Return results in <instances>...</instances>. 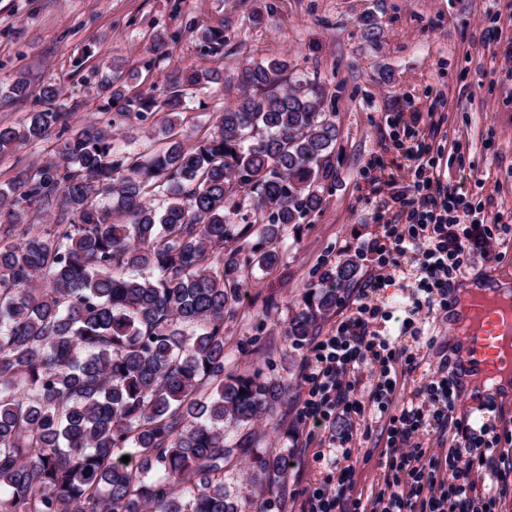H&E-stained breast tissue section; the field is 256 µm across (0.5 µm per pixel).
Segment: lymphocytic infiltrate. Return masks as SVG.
<instances>
[{"label":"lymphocytic infiltrate","instance_id":"lymphocytic-infiltrate-1","mask_svg":"<svg viewBox=\"0 0 512 512\" xmlns=\"http://www.w3.org/2000/svg\"><path fill=\"white\" fill-rule=\"evenodd\" d=\"M406 159L411 176L406 185L395 180L377 187L383 209L393 219L382 235L362 241L356 249L360 260L372 262L374 272L362 285L355 307L328 335L316 337L302 364L303 392L297 408L307 440L316 437V423L336 418L362 417L366 406L388 412L384 450V487L375 503L378 512H496L498 498H475L477 478L498 482L500 474L490 453L500 442L490 426L473 428L454 419L455 392L447 376L438 374L423 382L413 401L390 412L397 387L396 368H414L415 356L375 330L378 306L371 297L391 269L413 258L419 271L418 286L430 297L447 301L452 283L478 259H498V247L512 235V226L490 227L480 210L473 208L464 185L450 186L435 174L431 146L418 140ZM378 372L367 400L358 389L366 368ZM454 427V446L443 455L429 453L422 435L430 429ZM337 451L344 462L336 479L310 491L304 512H361L353 498L355 450L352 432H345Z\"/></svg>","mask_w":512,"mask_h":512}]
</instances>
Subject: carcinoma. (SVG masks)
Instances as JSON below:
<instances>
[{
  "instance_id": "carcinoma-1",
  "label": "carcinoma",
  "mask_w": 512,
  "mask_h": 512,
  "mask_svg": "<svg viewBox=\"0 0 512 512\" xmlns=\"http://www.w3.org/2000/svg\"><path fill=\"white\" fill-rule=\"evenodd\" d=\"M360 26L380 41L374 17ZM193 31L224 53V33ZM138 78L114 68L95 87L118 106L104 121L73 127L47 83L24 124L0 126V154L58 145L0 187V512H270L224 470L252 457L250 483L269 494L288 477L287 454L236 438L286 390L224 371V323L288 228L322 209L336 115L320 82L264 59L225 80L239 96L194 141L187 91L218 73H171L160 97L130 90ZM30 92L22 75L7 98ZM154 111L153 141L121 150L114 129ZM354 275L350 260L325 273L288 336H310Z\"/></svg>"
}]
</instances>
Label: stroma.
I'll list each match as a JSON object with an SVG mask.
<instances>
[{"label": "stroma", "mask_w": 512, "mask_h": 512, "mask_svg": "<svg viewBox=\"0 0 512 512\" xmlns=\"http://www.w3.org/2000/svg\"><path fill=\"white\" fill-rule=\"evenodd\" d=\"M371 14L382 29L378 44L362 35L360 19ZM205 25L224 33L223 55L208 54L194 33ZM494 36H487L486 28ZM164 33L168 51L148 53L150 38ZM512 54V0H0V124H21L34 100L4 96L14 78L61 89L60 106L75 108V125L96 120L100 101L92 86L100 70L120 64L149 68L163 81L179 68L218 69L233 77L246 62L285 58L297 72L317 78L329 111L336 114V177L323 209L279 244L281 258L255 271L237 316L226 324V368L261 371L287 385L286 398L257 442L261 452L290 451L288 478L273 512H301L306 491L335 473L329 439L346 426L331 424L306 442L296 422L300 372L309 342L288 337L289 319L327 269L354 258L357 246L377 236L389 218L378 211L374 189L388 179L408 182L403 153L411 141L395 113L417 115L420 132H433L432 154L442 182L465 184L487 223H512V76L503 59ZM236 88L194 92L187 121L203 136ZM417 292L416 265L403 260L375 302L387 319L381 335L415 353L418 366L398 371L396 402L440 370H453L455 339L447 315L424 311L404 328ZM492 410H485V403ZM457 418L485 420L501 436L499 512H512V396H458ZM387 415L367 411L353 430L354 497L372 506L385 472Z\"/></svg>", "instance_id": "1"}]
</instances>
